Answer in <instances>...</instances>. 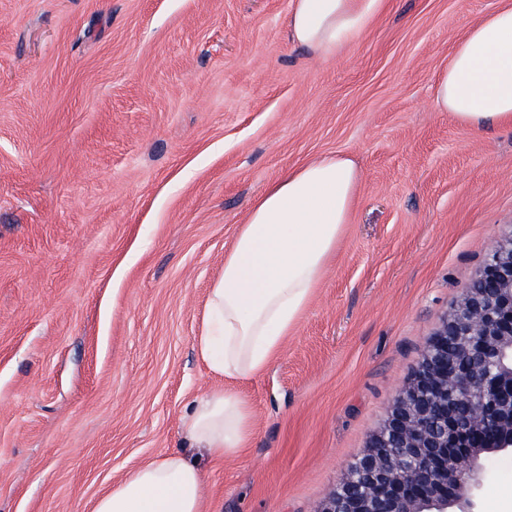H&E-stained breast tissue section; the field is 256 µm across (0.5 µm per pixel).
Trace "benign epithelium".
Here are the masks:
<instances>
[{"label":"benign epithelium","instance_id":"benign-epithelium-1","mask_svg":"<svg viewBox=\"0 0 512 512\" xmlns=\"http://www.w3.org/2000/svg\"><path fill=\"white\" fill-rule=\"evenodd\" d=\"M512 452V235L429 337L382 427L318 512H478L488 454Z\"/></svg>","mask_w":512,"mask_h":512}]
</instances>
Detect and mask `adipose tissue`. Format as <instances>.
Returning <instances> with one entry per match:
<instances>
[{
	"mask_svg": "<svg viewBox=\"0 0 512 512\" xmlns=\"http://www.w3.org/2000/svg\"><path fill=\"white\" fill-rule=\"evenodd\" d=\"M385 8L386 0H295L289 36L331 59ZM435 101L476 130L512 125V0L456 42ZM360 184L355 162L336 153L289 169L254 200L224 254L195 338L198 356L224 386L184 410L182 447L135 467L91 512H205V474L187 450L221 460L249 444L253 411L236 384L264 375L279 359L348 231Z\"/></svg>",
	"mask_w": 512,
	"mask_h": 512,
	"instance_id": "ef3b65f1",
	"label": "adipose tissue"
}]
</instances>
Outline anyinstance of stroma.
<instances>
[{
	"label": "stroma",
	"mask_w": 512,
	"mask_h": 512,
	"mask_svg": "<svg viewBox=\"0 0 512 512\" xmlns=\"http://www.w3.org/2000/svg\"><path fill=\"white\" fill-rule=\"evenodd\" d=\"M501 0H390L324 61L294 0H0V512H90L221 386L204 307L253 200L336 152L362 178L324 281L265 375L254 437L189 455L207 512H319L427 339L512 234V126L434 86ZM479 512H512V455Z\"/></svg>",
	"instance_id": "1"
}]
</instances>
